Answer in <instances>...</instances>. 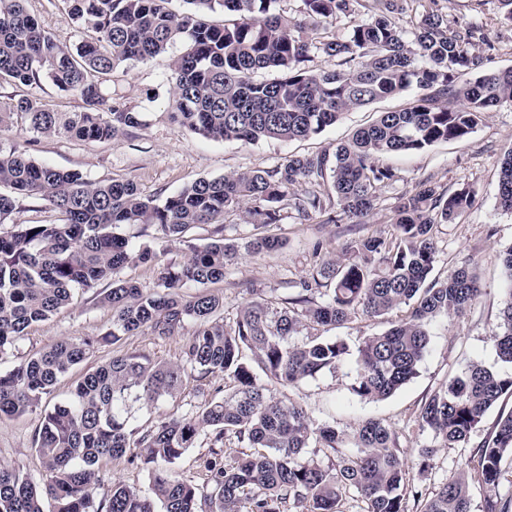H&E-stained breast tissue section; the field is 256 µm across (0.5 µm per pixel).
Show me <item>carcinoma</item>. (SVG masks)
Returning a JSON list of instances; mask_svg holds the SVG:
<instances>
[{"mask_svg": "<svg viewBox=\"0 0 512 512\" xmlns=\"http://www.w3.org/2000/svg\"><path fill=\"white\" fill-rule=\"evenodd\" d=\"M24 0H0V79L32 85L45 79L80 97L83 109L54 112L28 97L0 101V131L17 123L40 136L112 141L143 125V113L106 97L100 78L119 65L144 62L179 42L171 63L173 118L216 142L305 140L336 124L342 114L410 89V106L381 112L351 140L327 151L293 155L271 170L199 178L163 199L143 194L131 181L93 182L75 171L41 164L25 151L0 150V222L15 208L14 195L48 202L59 213L51 224H16L0 232V352L16 347L25 330L69 305L77 287L108 281L101 302L112 308V331L103 340L146 330L160 338L185 322L181 363L144 354H115L77 381L70 398L44 416L35 438L44 474L38 482L0 463V512H346L347 493L362 512H472L471 487L485 491L482 512H512V497L498 492L512 456V413L499 418L478 448L470 470L427 494L413 483L400 459L391 426L368 419L350 433L315 425L305 411L274 397L267 383L294 386L334 372L348 345L318 333L292 342L302 328L328 331L358 313L380 317L403 306L409 316L359 345L352 391L366 400L391 396L417 373L438 317H459L480 295L475 275L455 269L432 276V229L451 224L472 202L463 187L449 194L426 179L402 194L394 207L395 236L354 242L346 256L320 265L313 283L274 308L263 298L245 303L233 328L218 315L220 300L204 290L224 279L240 257L222 238L195 247L183 264L160 270L159 290L146 293L116 278L130 260L155 264L148 246L135 247L118 233L127 224L153 227L180 239L189 227L214 224L230 209H245L252 223L278 224L283 212L364 218L382 191L396 181L379 154L421 151L474 132L485 115L512 105V67L487 71L472 50L475 30L423 0H300L312 21L305 32L274 11L277 0H66L69 13L96 38L59 43L27 14ZM236 15L223 26L201 20L204 11ZM363 12L347 34L323 35L336 19ZM418 17L409 30L396 15ZM319 55L336 59L332 70L308 66ZM280 76L265 80L264 72ZM499 206L512 210V150L499 174ZM275 237L246 245L249 253L278 250ZM507 287L494 333L498 356L512 364V247L501 255ZM198 287L189 299L179 290ZM99 339L63 340L0 373V416L38 407L60 377L82 363ZM266 376L263 382L255 369ZM224 377V396L201 405L193 417L172 413L154 425L129 427L128 402L152 405L183 391L189 380ZM512 395V373L480 365L450 379L420 407L417 420L435 444L417 449L424 472L440 448L468 442L484 415ZM203 429L214 444L232 434L249 448L232 464L212 448L202 461L203 482L183 478L175 465ZM358 451L348 455L346 443ZM321 448L329 465L305 458ZM122 458L148 470L150 492L120 481L104 483V467ZM413 508H408V503Z\"/></svg>", "mask_w": 512, "mask_h": 512, "instance_id": "cac0c4a2", "label": "carcinoma"}]
</instances>
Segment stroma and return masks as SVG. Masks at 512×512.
I'll use <instances>...</instances> for the list:
<instances>
[{
	"label": "stroma",
	"mask_w": 512,
	"mask_h": 512,
	"mask_svg": "<svg viewBox=\"0 0 512 512\" xmlns=\"http://www.w3.org/2000/svg\"><path fill=\"white\" fill-rule=\"evenodd\" d=\"M32 16L62 43L73 45L90 39V30L71 20L65 0H27ZM439 11L448 18L475 29L492 33L494 47L488 50V69L512 66V24L506 23L497 0H437ZM183 50L174 44L167 53L146 62L120 65L103 84L107 95L122 97L130 108L144 115L143 126L112 142L75 141L66 137H41L30 140L22 126L0 132V149L18 148L37 162L82 173L96 182L133 181L147 195L169 196L201 177H220L230 172L268 170L288 156L334 151L353 133L369 124L377 113L402 108L409 93L389 97L369 106L346 112L335 125L306 140H262L254 144L216 142L195 134L171 117L172 84L168 79L173 56ZM2 96H28L59 112H74L82 100L58 90L51 82L23 86L1 84ZM512 149V106L490 112L468 137L460 141L438 143L425 150L378 156L379 165L392 168L397 180L384 189L373 213L360 221L345 218L336 224L322 223L320 217L302 222L288 215L282 223L260 226L249 223L240 210L225 212L219 224H200L187 231L182 241L166 243L148 240L138 224L123 226L121 232L135 245L151 243L158 253L154 266L132 261L118 273L120 279L136 282L145 292L156 289L160 266L185 262L192 247L223 237L238 244L263 236L283 240V248L261 255L242 254L228 267L223 281L209 290L223 301L225 325H234L242 305L254 297L280 307L294 288L310 277L320 260L342 254L358 239L394 234L391 221L396 199L425 179H433L448 191L469 186L475 191L472 206L454 223L433 228L437 247L435 275L469 267L476 273L481 294L459 318H439L430 326L431 341L414 378L392 396L379 401L358 398L351 390L353 375L349 368L336 373L323 372L292 387L271 385V393L302 407L316 425H330L349 432L368 418L383 420L399 436L400 456L413 463L417 448L433 444L430 431L420 429L416 417L420 406L449 378L478 364L495 372L512 370L502 362L496 349L494 331L504 299L505 276L500 254L512 246V213L497 204L501 163ZM107 289L99 284L92 289L74 291L72 305L55 313L48 321L27 328L15 349L0 354V372L11 370L24 359L46 350L64 339L98 337L99 342L87 360L63 376L54 391L43 398L39 408L18 417L0 418V462L28 473L33 480L42 477V463L34 449V440L46 410L63 403L76 382L91 368L119 353H141L162 361H178L186 336L195 326L185 323L180 334L159 338L144 332L120 337L107 343L103 334L112 329V310L100 303ZM224 381L210 377L201 391L186 388L174 398L152 405L131 404L132 422L144 428L171 413L195 412L205 401L219 397ZM512 412V396L503 397L490 409L472 433L467 445L443 448L431 468L415 475L419 489L431 491L447 478L476 464L473 450L490 437L500 416Z\"/></svg>",
	"instance_id": "1"
}]
</instances>
